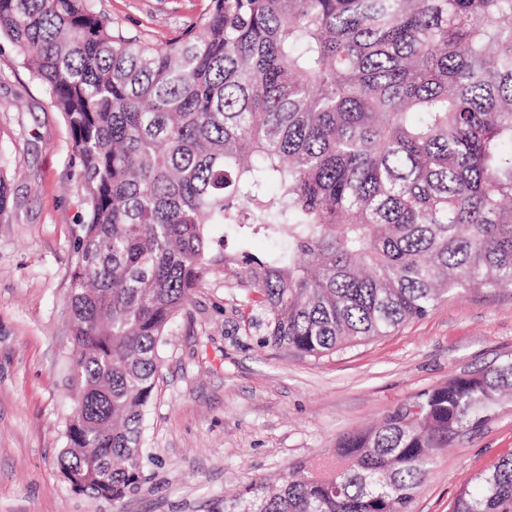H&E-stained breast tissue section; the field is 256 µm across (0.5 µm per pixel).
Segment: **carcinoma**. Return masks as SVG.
I'll use <instances>...</instances> for the list:
<instances>
[{"instance_id": "obj_1", "label": "carcinoma", "mask_w": 512, "mask_h": 512, "mask_svg": "<svg viewBox=\"0 0 512 512\" xmlns=\"http://www.w3.org/2000/svg\"><path fill=\"white\" fill-rule=\"evenodd\" d=\"M0 38L72 135L83 407L57 462L113 512L142 480L159 344L210 266L261 345L314 359L512 288V0H210L161 43L92 0H0ZM261 236L288 248L258 256ZM511 390L512 359L424 390L224 512H409L435 451ZM451 512H512V453Z\"/></svg>"}]
</instances>
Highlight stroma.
I'll use <instances>...</instances> for the list:
<instances>
[{
  "mask_svg": "<svg viewBox=\"0 0 512 512\" xmlns=\"http://www.w3.org/2000/svg\"><path fill=\"white\" fill-rule=\"evenodd\" d=\"M113 26L159 43L195 24L209 0H94ZM60 112L10 48L0 49V512H112L57 468L74 406L67 312L83 185ZM147 416L144 479L122 512H224L254 480L326 456L416 393L512 359V288L448 296L429 315L367 345L314 359L264 348L240 292L212 267L160 347ZM512 452V396L437 452L410 512H451L477 473Z\"/></svg>",
  "mask_w": 512,
  "mask_h": 512,
  "instance_id": "stroma-1",
  "label": "stroma"
}]
</instances>
